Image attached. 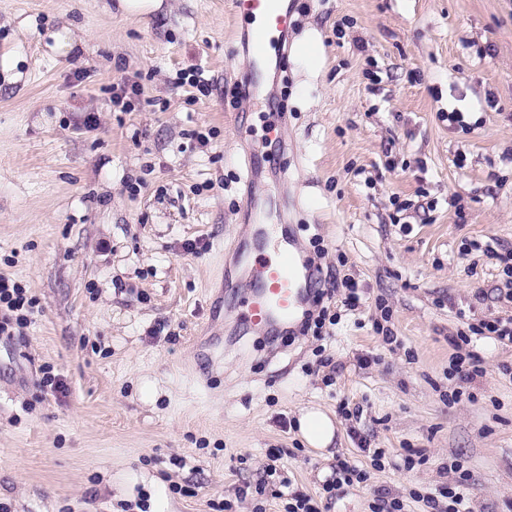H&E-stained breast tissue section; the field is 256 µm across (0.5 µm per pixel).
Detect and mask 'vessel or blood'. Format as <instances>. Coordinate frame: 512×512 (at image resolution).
<instances>
[{
	"mask_svg": "<svg viewBox=\"0 0 512 512\" xmlns=\"http://www.w3.org/2000/svg\"><path fill=\"white\" fill-rule=\"evenodd\" d=\"M232 4L235 16L259 22L258 31L247 38L253 71L246 85L257 95L261 92V76L277 66L292 16L284 0H232ZM285 205L282 198L251 196L250 238L236 266L235 277L245 282L247 290L233 308L235 320L262 336L292 332L298 318L311 306L309 282L316 272L315 265L304 258L294 239L286 237L272 244L266 234L268 221L281 217Z\"/></svg>",
	"mask_w": 512,
	"mask_h": 512,
	"instance_id": "obj_1",
	"label": "vessel or blood"
}]
</instances>
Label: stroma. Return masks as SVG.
<instances>
[{"label": "stroma", "instance_id": "1", "mask_svg": "<svg viewBox=\"0 0 512 512\" xmlns=\"http://www.w3.org/2000/svg\"><path fill=\"white\" fill-rule=\"evenodd\" d=\"M115 2L0 0V63L21 75L0 72V276L37 303L0 335V501L280 512L283 479L319 492L343 457L368 479L330 512H370L381 490L432 512L412 494L437 493L456 460L473 512H512V343L471 336L484 373L466 383L450 341L471 319H512V279L471 248L512 251V0H290L288 37L317 31L322 66L281 55L256 98L231 0H168L146 21ZM64 25L83 45L60 56L48 33ZM122 82L141 87L127 111ZM251 194L286 197L306 253L322 240L340 316L322 335H229L243 287L224 273ZM310 404L334 417L332 448L298 435Z\"/></svg>", "mask_w": 512, "mask_h": 512}]
</instances>
